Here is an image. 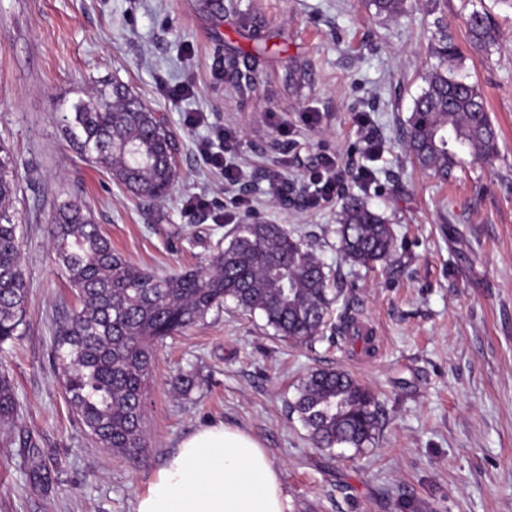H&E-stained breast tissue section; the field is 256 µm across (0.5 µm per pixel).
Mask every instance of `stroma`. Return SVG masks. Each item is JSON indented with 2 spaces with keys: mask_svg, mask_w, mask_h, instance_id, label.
Wrapping results in <instances>:
<instances>
[{
  "mask_svg": "<svg viewBox=\"0 0 512 512\" xmlns=\"http://www.w3.org/2000/svg\"><path fill=\"white\" fill-rule=\"evenodd\" d=\"M475 9L497 22L498 44L470 46L462 18ZM441 28L458 49L455 75L478 87L499 134L493 159L466 161L445 183L411 162L402 138L439 62ZM112 78L174 135L177 177L164 199H134L61 134L71 104ZM181 84L194 95H166ZM306 112L319 123L304 125ZM197 113L203 124L190 125ZM224 125L236 129L235 158L252 174L239 189L252 201L247 213L230 206L223 172L200 156ZM0 143L16 160L28 284L20 335L0 348L18 404L14 423L0 427V512H134L178 443L215 424L261 442L289 512H512V9L406 0L389 17L371 0H0ZM324 153L352 172L368 167L372 181L347 179L341 195L309 206V175ZM275 176L287 199L267 196ZM347 194L392 225L387 261L343 259L336 227ZM199 195L209 208L188 209ZM67 201L159 274L206 265L234 225H286L329 268L335 313L372 324L380 343L328 328L292 346L261 315L226 305L156 346L149 445L135 460L113 455L56 373L60 321L79 306L48 235ZM319 367L344 369L377 393L379 434L362 451L329 456L289 414L298 379ZM181 370L196 376L185 396L169 385Z\"/></svg>",
  "mask_w": 512,
  "mask_h": 512,
  "instance_id": "1",
  "label": "stroma"
}]
</instances>
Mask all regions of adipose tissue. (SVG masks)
<instances>
[{
  "label": "adipose tissue",
  "instance_id": "1",
  "mask_svg": "<svg viewBox=\"0 0 512 512\" xmlns=\"http://www.w3.org/2000/svg\"><path fill=\"white\" fill-rule=\"evenodd\" d=\"M136 512H288V498L261 443L218 424L181 441Z\"/></svg>",
  "mask_w": 512,
  "mask_h": 512
}]
</instances>
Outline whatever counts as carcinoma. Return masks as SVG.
Instances as JSON below:
<instances>
[{"label": "carcinoma", "mask_w": 512, "mask_h": 512, "mask_svg": "<svg viewBox=\"0 0 512 512\" xmlns=\"http://www.w3.org/2000/svg\"><path fill=\"white\" fill-rule=\"evenodd\" d=\"M405 3L373 0L376 11L389 16L402 13ZM464 23L472 47L497 41L488 14L474 10ZM424 81L406 120L405 150L418 167L446 181L462 155L484 160L495 154L497 132L475 85L441 66L427 70ZM65 132L77 151L137 198L153 201L169 193L176 173L173 137L124 84L96 83L87 98L72 104ZM14 193V160L0 144V346L19 335L26 315ZM338 235L340 251L351 263L391 256V224L359 197L344 199ZM50 237L80 301L58 329V373L92 438L119 456L136 457L147 448L144 410L156 343L231 302L243 313L260 314L280 339L308 344L323 333L338 300L313 246L281 224H237L208 267L164 276L113 250L100 225L77 203L59 206ZM195 381L194 374L180 373L172 386L186 395ZM288 408L316 447L328 453L360 451L379 432L377 396L342 369L308 372ZM16 413L13 384L1 370L0 424L13 422Z\"/></svg>", "instance_id": "obj_1"}]
</instances>
